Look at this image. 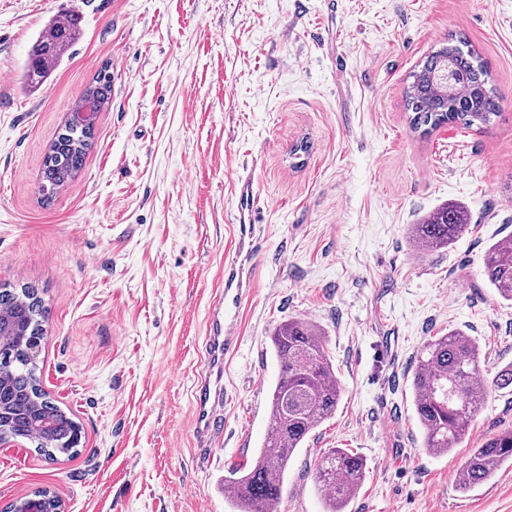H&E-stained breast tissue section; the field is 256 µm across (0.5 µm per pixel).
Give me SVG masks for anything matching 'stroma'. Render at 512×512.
Returning <instances> with one entry per match:
<instances>
[{
  "mask_svg": "<svg viewBox=\"0 0 512 512\" xmlns=\"http://www.w3.org/2000/svg\"><path fill=\"white\" fill-rule=\"evenodd\" d=\"M78 40L40 84L31 46L66 13ZM487 64L499 113L480 128L412 129L405 91L448 39ZM112 101L83 170L53 195L44 156L100 70ZM260 197L253 288L224 361V439L201 447L193 391L224 262L234 184ZM446 204L470 229L424 255L411 225ZM512 235V0H0V284L48 319L39 367L81 428L75 455L0 447V512L41 488L65 512H231L224 477L269 424L282 322L318 325L343 388L293 458L280 512H323L313 470L367 463L346 512H512V468L469 492V448L512 428L492 392L462 444L423 446L411 375L429 337L459 329L484 379L512 363V302L483 258Z\"/></svg>",
  "mask_w": 512,
  "mask_h": 512,
  "instance_id": "1",
  "label": "stroma"
}]
</instances>
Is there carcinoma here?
Instances as JSON below:
<instances>
[{
    "instance_id": "1",
    "label": "carcinoma",
    "mask_w": 512,
    "mask_h": 512,
    "mask_svg": "<svg viewBox=\"0 0 512 512\" xmlns=\"http://www.w3.org/2000/svg\"><path fill=\"white\" fill-rule=\"evenodd\" d=\"M80 33V17L71 13L44 28L33 43L27 74L39 83L60 61ZM453 75L445 87L435 80ZM413 129L433 130L446 124L466 127L486 125L499 108L490 73L467 43L450 38L422 60L405 98ZM91 143L86 132L64 125L50 146L41 179L54 190L73 180L83 169ZM467 211L446 205L412 225L416 253L448 248L469 231ZM484 275L500 298L512 301V237L491 244L484 254ZM46 310L34 291L20 292L0 285V316L22 319L24 334L0 344V430L18 441L36 443V450L53 458L73 454L81 439L79 425L54 404L40 384L39 345ZM272 344L279 375L271 393L269 427L253 464L233 470L224 479L236 512H278L288 466L305 439L330 419L343 390L326 352V336L313 324L289 319L276 328ZM480 350L473 339L458 330L433 336L421 350L411 378L414 414L423 433L424 447L446 455L466 435L469 424L483 407L489 390L512 392V363L500 368L490 384L480 381ZM54 422L51 437L34 440L33 420ZM512 464V429L504 430L469 450L454 475V485L469 491L494 478ZM366 477V462L336 448L315 468V481L325 495V512H345ZM33 497L43 500L44 512H57L61 501L44 488Z\"/></svg>"
}]
</instances>
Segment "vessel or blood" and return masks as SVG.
I'll list each match as a JSON object with an SVG mask.
<instances>
[{
  "label": "vessel or blood",
  "instance_id": "1",
  "mask_svg": "<svg viewBox=\"0 0 512 512\" xmlns=\"http://www.w3.org/2000/svg\"><path fill=\"white\" fill-rule=\"evenodd\" d=\"M235 199L238 212L235 226L237 255L224 263V286L210 317L204 368L194 395L195 428L200 442L206 445L223 436L218 412L222 402L224 360L238 344L234 330L225 326L224 316L240 305L252 286L253 266L250 256L259 239L258 215L261 206L251 176L238 177Z\"/></svg>",
  "mask_w": 512,
  "mask_h": 512
}]
</instances>
